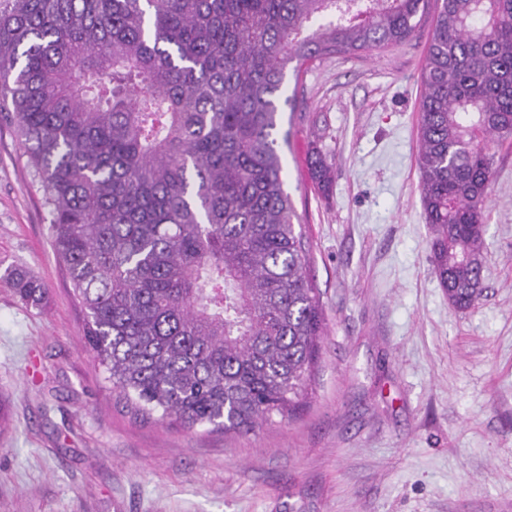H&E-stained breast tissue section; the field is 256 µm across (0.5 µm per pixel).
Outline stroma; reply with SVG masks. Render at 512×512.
Segmentation results:
<instances>
[{"label": "stroma", "mask_w": 512, "mask_h": 512, "mask_svg": "<svg viewBox=\"0 0 512 512\" xmlns=\"http://www.w3.org/2000/svg\"><path fill=\"white\" fill-rule=\"evenodd\" d=\"M287 75L284 188L326 324L307 404L248 434L131 417L85 348L42 191L0 124V512H512V139L494 146L483 293L451 306L422 218L418 102L432 34ZM333 167L329 196L308 172ZM308 165L310 179L314 186L323 193L329 192L332 186L331 166L317 147L312 148ZM7 278L14 294L24 304L33 307H39L42 304L47 294V288L35 276L24 269L13 268L8 271Z\"/></svg>", "instance_id": "1"}]
</instances>
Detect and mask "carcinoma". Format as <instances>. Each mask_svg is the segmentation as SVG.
<instances>
[{
  "label": "carcinoma",
  "instance_id": "1",
  "mask_svg": "<svg viewBox=\"0 0 512 512\" xmlns=\"http://www.w3.org/2000/svg\"><path fill=\"white\" fill-rule=\"evenodd\" d=\"M429 0H0V120L43 188L84 345L131 416L248 433L325 333L275 137L289 65L413 34ZM418 129L448 301L482 293L491 145L512 137V0H435ZM321 192L331 166L314 147ZM7 278L24 304L47 288Z\"/></svg>",
  "mask_w": 512,
  "mask_h": 512
}]
</instances>
